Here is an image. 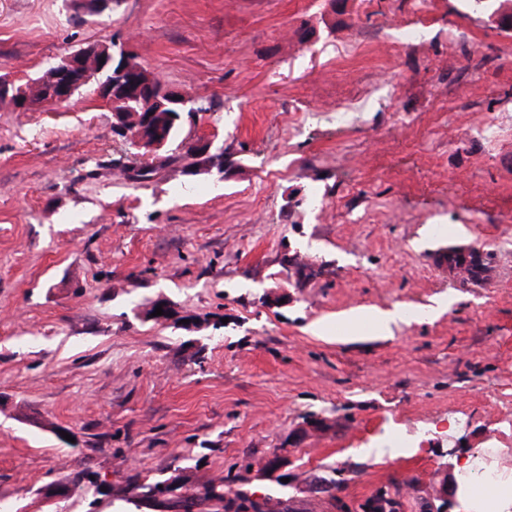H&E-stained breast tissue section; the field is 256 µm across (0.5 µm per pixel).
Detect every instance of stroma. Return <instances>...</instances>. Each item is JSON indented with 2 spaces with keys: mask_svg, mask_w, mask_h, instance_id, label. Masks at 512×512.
<instances>
[{
  "mask_svg": "<svg viewBox=\"0 0 512 512\" xmlns=\"http://www.w3.org/2000/svg\"><path fill=\"white\" fill-rule=\"evenodd\" d=\"M116 41L205 107L140 179L96 96L0 106V501L137 512L56 487L206 483L270 512L380 487L478 512L512 477V27L469 0H0V74ZM477 248L470 279L449 250ZM166 299L200 328L144 319ZM404 306L391 336L315 323ZM68 429L72 440L59 437ZM285 466L260 475L272 458ZM250 465L248 482L236 481Z\"/></svg>",
  "mask_w": 512,
  "mask_h": 512,
  "instance_id": "1",
  "label": "stroma"
}]
</instances>
